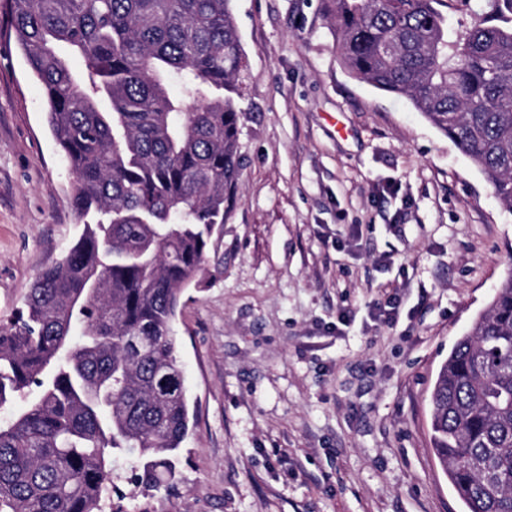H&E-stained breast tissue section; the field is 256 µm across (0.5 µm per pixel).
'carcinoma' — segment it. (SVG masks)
Listing matches in <instances>:
<instances>
[{
    "label": "carcinoma",
    "mask_w": 512,
    "mask_h": 512,
    "mask_svg": "<svg viewBox=\"0 0 512 512\" xmlns=\"http://www.w3.org/2000/svg\"><path fill=\"white\" fill-rule=\"evenodd\" d=\"M230 2H6L84 229L0 319V409L38 389L0 426V512H102L114 449L137 458L138 486L175 477L196 410L173 324L241 168L246 58ZM442 2L325 9L348 72L407 97L512 207V0H481L453 29ZM430 400L432 448L467 512H512V274Z\"/></svg>",
    "instance_id": "carcinoma-1"
}]
</instances>
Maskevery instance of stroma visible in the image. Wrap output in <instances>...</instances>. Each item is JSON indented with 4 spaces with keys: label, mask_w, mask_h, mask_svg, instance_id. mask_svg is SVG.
<instances>
[{
    "label": "stroma",
    "mask_w": 512,
    "mask_h": 512,
    "mask_svg": "<svg viewBox=\"0 0 512 512\" xmlns=\"http://www.w3.org/2000/svg\"><path fill=\"white\" fill-rule=\"evenodd\" d=\"M231 7L243 167L174 323L196 425L156 489L112 452L104 512H466L429 395L512 274V210L409 100L348 73L324 0ZM73 182L0 0L1 317L79 238Z\"/></svg>",
    "instance_id": "obj_1"
}]
</instances>
